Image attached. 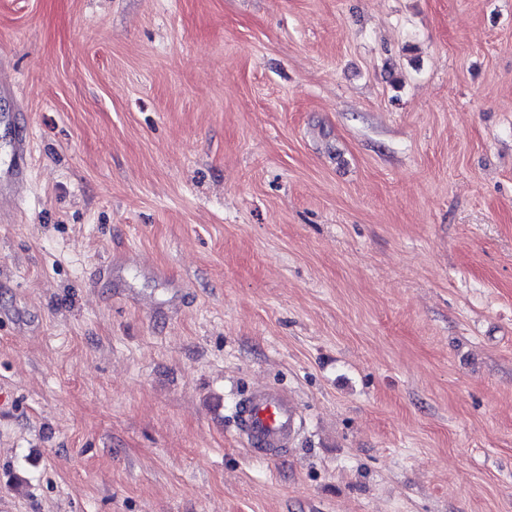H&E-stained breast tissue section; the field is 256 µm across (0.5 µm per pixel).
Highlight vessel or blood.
<instances>
[{"label": "vessel or blood", "instance_id": "1", "mask_svg": "<svg viewBox=\"0 0 512 512\" xmlns=\"http://www.w3.org/2000/svg\"><path fill=\"white\" fill-rule=\"evenodd\" d=\"M237 431L253 452L267 458L284 453L298 435L302 418L287 391L272 386L254 387L239 400Z\"/></svg>", "mask_w": 512, "mask_h": 512}]
</instances>
